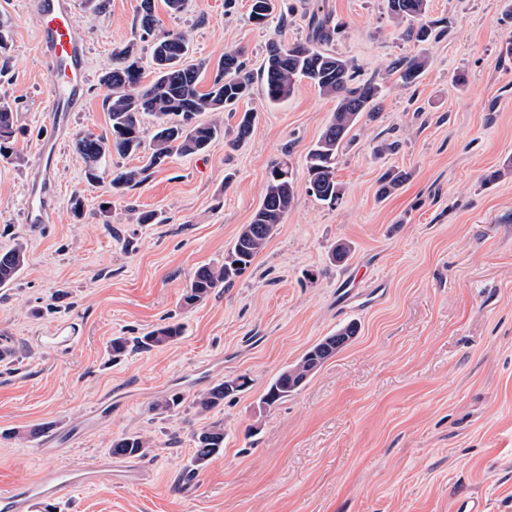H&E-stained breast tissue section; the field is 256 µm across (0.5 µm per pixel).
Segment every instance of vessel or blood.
<instances>
[{
	"instance_id": "obj_1",
	"label": "vessel or blood",
	"mask_w": 512,
	"mask_h": 512,
	"mask_svg": "<svg viewBox=\"0 0 512 512\" xmlns=\"http://www.w3.org/2000/svg\"><path fill=\"white\" fill-rule=\"evenodd\" d=\"M77 0H32L46 60L56 80L51 91L50 110L56 120L78 111L86 84V41L73 26ZM50 199L39 186L29 189L25 219L30 224L47 221ZM86 468L45 469L32 482L0 496V512H33L37 501L66 492L80 480L90 478Z\"/></svg>"
}]
</instances>
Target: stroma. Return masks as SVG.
Segmentation results:
<instances>
[{
	"label": "stroma",
	"instance_id": "1",
	"mask_svg": "<svg viewBox=\"0 0 512 512\" xmlns=\"http://www.w3.org/2000/svg\"><path fill=\"white\" fill-rule=\"evenodd\" d=\"M139 5L107 0L96 10L80 0L84 102L56 126L30 0H0L11 56L0 96L26 130L17 158L0 159V249L27 245L17 280L0 287V339L19 357L0 365V492L49 467L97 463L111 481L73 487L57 512H458L468 496L485 512H512V173L487 179L512 160V0H429L439 36L424 47L387 0H274L262 26L249 19L250 0H186L175 15L156 0L158 35H184L190 62L237 50L255 72L270 42L305 41L311 14L329 16L339 28L328 51L384 90L376 116L339 149L336 205L297 181L250 268L189 309L181 298L195 268L223 263L272 165L285 158L303 169L336 101L307 83L276 105L254 92L237 106L254 112L252 135L234 148L235 117L201 113L222 128L204 154L173 156L112 195L108 173L141 159L105 157L104 179L90 183L74 143L108 130L101 76L113 50L133 46L153 76ZM422 51L419 83L403 87L393 62ZM50 141L52 207L35 227L26 190ZM394 141L396 151L376 152ZM389 169L410 178L383 198L378 179ZM151 210L158 222L139 223ZM341 242L351 255L331 263ZM173 320L185 326L180 340L113 360V337ZM351 322L360 330L350 344L297 393L261 407L270 380ZM240 375L250 388L209 417L188 405L173 417L150 410L160 396ZM208 418L224 422V451L194 475L190 436ZM37 425L46 433L16 439ZM125 432L150 436L154 449L111 455Z\"/></svg>",
	"mask_w": 512,
	"mask_h": 512
}]
</instances>
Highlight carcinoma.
I'll list each match as a JSON object with an SVG mask.
<instances>
[{"instance_id": "carcinoma-1", "label": "carcinoma", "mask_w": 512, "mask_h": 512, "mask_svg": "<svg viewBox=\"0 0 512 512\" xmlns=\"http://www.w3.org/2000/svg\"><path fill=\"white\" fill-rule=\"evenodd\" d=\"M428 0H388V9L397 21L414 20L427 12ZM311 37L304 43L284 47L269 45L263 68L260 70L262 95L271 104L287 100L297 86L306 81L327 96L336 98V112L305 159L306 190L317 200L335 204L342 194L336 181L335 165L339 149L351 128L364 113H372L382 96V89L371 81L358 79L353 65L337 55L318 49L336 34L337 26L330 17L314 13L310 16ZM139 26L144 36H152L157 26L155 0H141ZM188 45L177 33L168 34L154 43L152 62L154 79L142 85L143 72L134 48L127 46L112 53V64L102 76L103 83L112 90L108 99V133H88L78 139L76 146L86 163L87 180H98V163L112 153L120 157L145 154L141 167L119 171L110 181L118 191L142 183L146 172L158 168L173 154L194 155L208 149L219 133L214 123H198L202 112H222L224 109L252 95L254 74L247 70L241 53L229 51L218 62L212 80L206 89L199 88L211 64L200 60L184 64ZM427 65V57L417 54L399 63L396 72L405 86L418 82ZM149 114L155 121V133L150 146H145L140 117ZM255 115L245 111L236 125L235 144L245 142L253 131ZM16 115L11 104L0 98V156L17 154ZM408 173L389 170L379 182L380 196L384 197L402 185ZM295 193L294 170L288 162L276 163L268 173L264 198L251 223L244 225L233 245L224 256L221 266L198 267L192 276L183 304L192 307L207 298L216 288H231L252 264L270 240L276 226L288 213ZM27 248L18 242L7 250H0V286L16 280L26 263ZM179 323L161 325L143 336L131 340L117 336L112 339L113 355L120 356L128 348L152 350L165 347L180 336ZM358 333V326L349 323L331 336H326L310 347L294 364L281 371L268 385L262 404L272 407L298 391L329 359L344 349ZM249 378L240 375L224 380L197 392L191 402L199 415H204L224 402L227 396L244 390ZM184 398L179 393L155 400L152 409L159 414L180 412ZM195 444L193 469L205 468L214 456L224 449V421H212L192 433ZM153 447L151 438L138 432L112 439V454L123 457H144Z\"/></svg>"}]
</instances>
